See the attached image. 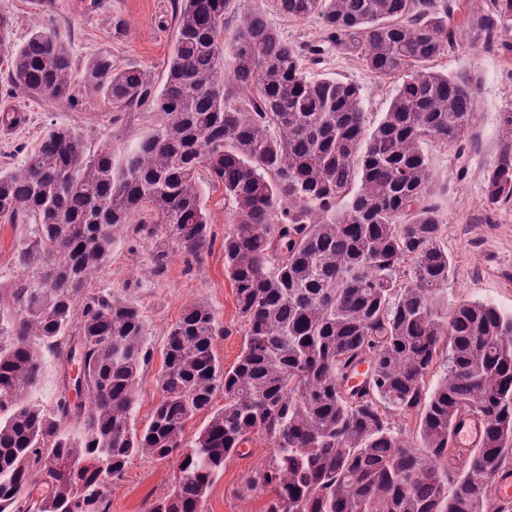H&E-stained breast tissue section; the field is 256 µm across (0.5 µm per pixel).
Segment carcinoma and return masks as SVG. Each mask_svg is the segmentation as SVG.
Here are the masks:
<instances>
[{
	"mask_svg": "<svg viewBox=\"0 0 512 512\" xmlns=\"http://www.w3.org/2000/svg\"><path fill=\"white\" fill-rule=\"evenodd\" d=\"M237 2L175 0L160 86L108 54L85 63L80 83L115 111L149 102L157 115L120 161L109 143L93 150L52 124L20 165L0 168V223L36 225L15 244L33 275L12 289L15 314L0 317V512H109L112 483L140 455L179 472L148 512H206L224 463L256 436L269 453L238 491L265 494L264 512H512V498L493 492L512 467V312L448 297L427 151L472 139L479 118L477 76L430 62L460 47L461 31L512 52V0H276L395 81L375 120L358 85L310 74L318 47L289 43L261 8L224 41ZM56 5L39 0L48 23L10 45L4 72L33 100L72 105L76 66ZM27 121L0 104L1 128ZM501 125L510 145L486 177L493 206L512 204V107ZM203 181L234 215L224 274L245 325L241 352L224 368L219 316L187 305L139 429L149 326L124 291L87 284L125 235L149 247L156 276L175 251L202 258ZM47 351L77 373L50 409L32 399ZM462 411L485 427L463 460L452 441Z\"/></svg>",
	"mask_w": 512,
	"mask_h": 512,
	"instance_id": "carcinoma-1",
	"label": "carcinoma"
}]
</instances>
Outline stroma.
I'll list each match as a JSON object with an SVG mask.
<instances>
[{
	"instance_id": "obj_1",
	"label": "stroma",
	"mask_w": 512,
	"mask_h": 512,
	"mask_svg": "<svg viewBox=\"0 0 512 512\" xmlns=\"http://www.w3.org/2000/svg\"><path fill=\"white\" fill-rule=\"evenodd\" d=\"M261 7L288 42H323L319 20L284 17L275 0H263ZM58 12L57 33L70 44L77 65H84L93 55L107 53L117 64L140 65L152 70L155 77H162L175 40L170 23L172 0H60ZM0 13L13 19L9 37L15 44L24 42L36 26L46 21L32 0H0ZM116 20L124 28L119 36L112 30ZM433 66L451 74L469 70L480 80L479 122L473 141L459 150L440 145L429 149L433 199L442 215L453 218L444 232V243L453 259L448 294L453 298L491 301L512 311V205L492 207L485 196L486 174L506 144L500 115L512 106V54L506 56L483 46L475 50L456 49L436 58ZM312 71L358 84L364 93V107L372 116H379L389 100L390 83L373 77L357 59L336 50L325 51ZM75 95L77 103L73 106L32 100L16 94L0 72V100H9L28 114L25 126L0 131V144L8 143L11 151L10 156H0V166L20 164L26 151L39 143L46 127L55 123L73 127L91 145L110 142L119 158L148 134L156 122L150 106L116 112L85 88H77ZM202 196L210 213L212 238L202 260L189 262L182 254L173 253L164 274L157 276L151 271L147 249L125 240L91 282L95 289H128L149 325L155 357L136 392L135 423L140 428L148 423L159 399L154 376L162 365L160 351L167 332L185 306L203 301L214 308L226 329L216 343L225 366L236 362L241 349L244 325L237 317L233 289L224 275V234L230 228L232 213L225 206L220 189L203 186ZM21 233L33 235V225L18 228L0 224L1 306L7 301L6 288L30 275L15 258L14 240ZM268 452L265 439L257 437L246 453L231 457L212 488L207 512H262L264 494L242 497L237 488L243 476L265 461ZM176 472L177 465L172 460L132 458L123 478L112 487L111 512H147L149 504L169 490Z\"/></svg>"
}]
</instances>
